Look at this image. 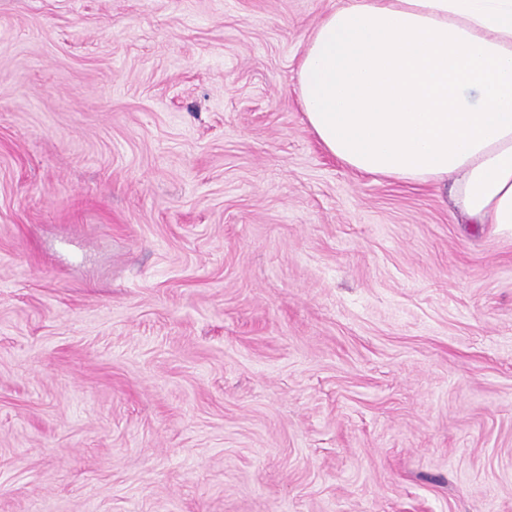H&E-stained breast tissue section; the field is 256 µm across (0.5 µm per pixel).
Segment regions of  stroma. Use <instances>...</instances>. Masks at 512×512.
Wrapping results in <instances>:
<instances>
[{
    "label": "stroma",
    "instance_id": "35a3bbf8",
    "mask_svg": "<svg viewBox=\"0 0 512 512\" xmlns=\"http://www.w3.org/2000/svg\"><path fill=\"white\" fill-rule=\"evenodd\" d=\"M337 0H0V512H512V230L353 172Z\"/></svg>",
    "mask_w": 512,
    "mask_h": 512
}]
</instances>
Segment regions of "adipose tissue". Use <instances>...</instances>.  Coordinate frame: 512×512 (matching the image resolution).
<instances>
[{"mask_svg":"<svg viewBox=\"0 0 512 512\" xmlns=\"http://www.w3.org/2000/svg\"><path fill=\"white\" fill-rule=\"evenodd\" d=\"M296 93L350 170L449 183L465 222L512 227V0H341L308 37Z\"/></svg>","mask_w":512,"mask_h":512,"instance_id":"adipose-tissue-1","label":"adipose tissue"}]
</instances>
